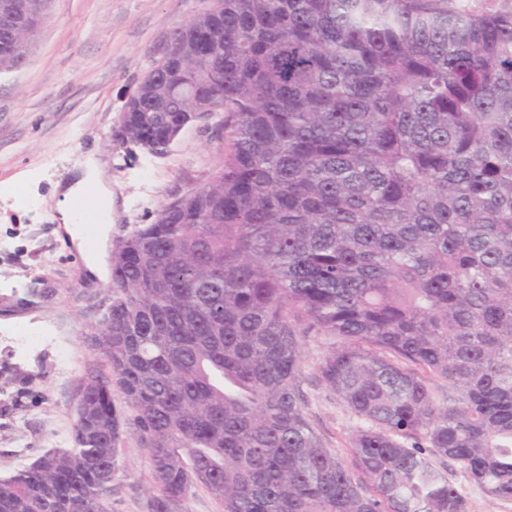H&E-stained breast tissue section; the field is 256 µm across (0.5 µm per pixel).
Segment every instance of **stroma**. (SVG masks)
Wrapping results in <instances>:
<instances>
[{"label":"stroma","mask_w":512,"mask_h":512,"mask_svg":"<svg viewBox=\"0 0 512 512\" xmlns=\"http://www.w3.org/2000/svg\"><path fill=\"white\" fill-rule=\"evenodd\" d=\"M210 0H50L28 62L0 72V330L63 337L21 358L0 343V476L24 469L51 448L73 444L80 386L109 363L91 347V327L109 304L108 280L90 276L83 255L60 238L58 182L98 162L112 186L109 236L87 238L102 266L126 224H149L160 206L203 183L223 159L215 123L193 122L165 155L123 144L113 133L171 30ZM300 386L307 417L326 447L345 452L357 419L321 382L319 340H302ZM151 455L127 439L105 512H146L158 495Z\"/></svg>","instance_id":"stroma-1"}]
</instances>
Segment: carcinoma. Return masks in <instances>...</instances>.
Segmentation results:
<instances>
[{
	"instance_id": "cac0c4a2",
	"label": "carcinoma",
	"mask_w": 512,
	"mask_h": 512,
	"mask_svg": "<svg viewBox=\"0 0 512 512\" xmlns=\"http://www.w3.org/2000/svg\"><path fill=\"white\" fill-rule=\"evenodd\" d=\"M46 9L0 0V71ZM170 42L118 136L162 153L217 116L224 158L112 240V376L85 378L72 447L0 477V512H103L128 428L149 512L197 483L224 512H468L450 465L512 501V10L214 0ZM303 336L360 420L344 456L306 416Z\"/></svg>"
}]
</instances>
